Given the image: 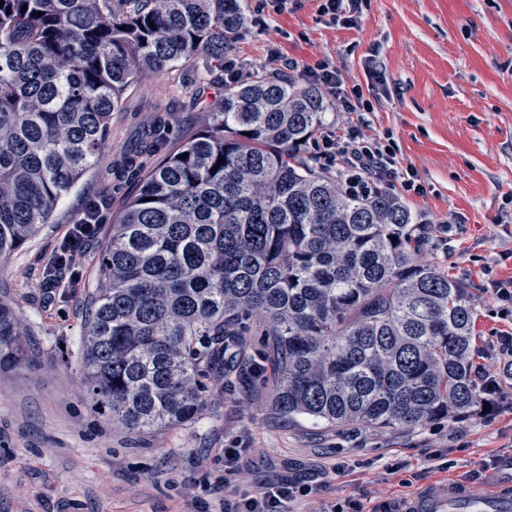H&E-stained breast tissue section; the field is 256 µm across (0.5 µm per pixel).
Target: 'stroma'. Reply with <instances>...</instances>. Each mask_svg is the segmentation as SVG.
<instances>
[{"mask_svg": "<svg viewBox=\"0 0 512 512\" xmlns=\"http://www.w3.org/2000/svg\"><path fill=\"white\" fill-rule=\"evenodd\" d=\"M319 5L298 0L268 15L266 27L245 24L230 54L268 72L267 51L278 46L300 84L306 65L330 58L340 79L326 97L331 128L346 121L339 95L362 90L365 133L391 135L399 169H411L422 187L402 200L434 225L428 259L473 292L474 364L499 368L497 338L512 332V312L485 285L512 278V258L501 257L512 247V0H368L354 26L333 23ZM195 81L201 92L191 102L181 87ZM223 94L220 68L202 78L184 66L136 83L93 164L48 223L0 263V300L31 332L28 361L0 371V512H185L197 498L220 512L215 485L233 446L249 450L239 462L241 493L300 480L313 491L289 503L290 512H329L337 503L373 512L434 480L480 484L486 464L512 454L510 382L488 409L423 428L336 429L276 412L271 388L254 382V334L241 339L231 386L214 382L195 423L136 434L93 412L78 348L109 224L87 242L78 279L51 271V260L88 202L112 217L136 193L138 177L122 174L120 163L145 131L164 120L170 142H179L207 123ZM448 223L445 237L439 227ZM51 272L54 288L46 285Z\"/></svg>", "mask_w": 512, "mask_h": 512, "instance_id": "35a3bbf8", "label": "stroma"}]
</instances>
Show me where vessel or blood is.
<instances>
[{
  "label": "vessel or blood",
  "instance_id": "1",
  "mask_svg": "<svg viewBox=\"0 0 512 512\" xmlns=\"http://www.w3.org/2000/svg\"><path fill=\"white\" fill-rule=\"evenodd\" d=\"M405 512H512V471L500 469L478 487L434 481L411 496Z\"/></svg>",
  "mask_w": 512,
  "mask_h": 512
}]
</instances>
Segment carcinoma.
Wrapping results in <instances>:
<instances>
[{"instance_id":"cac0c4a2","label":"carcinoma","mask_w":512,"mask_h":512,"mask_svg":"<svg viewBox=\"0 0 512 512\" xmlns=\"http://www.w3.org/2000/svg\"><path fill=\"white\" fill-rule=\"evenodd\" d=\"M245 21L240 0H4L0 262L92 164L131 86L224 67ZM326 109L254 70L176 147L164 125L141 142L80 351L96 413L134 432L199 419L254 327L256 374L288 418L410 430L482 403L470 288L423 259L426 218L295 158ZM26 336L0 301V369Z\"/></svg>"}]
</instances>
